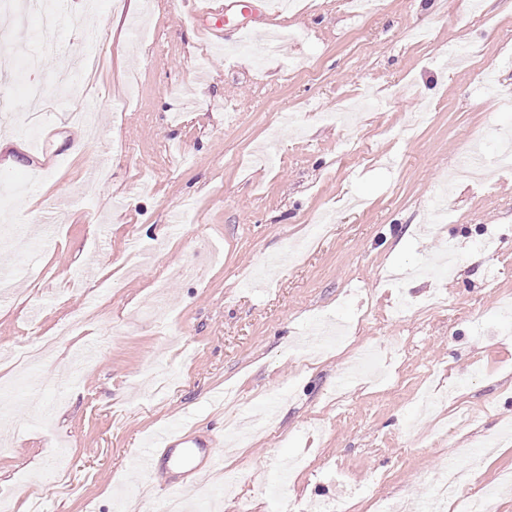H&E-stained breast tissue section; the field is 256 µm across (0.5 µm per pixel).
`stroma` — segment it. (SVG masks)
I'll return each instance as SVG.
<instances>
[{"mask_svg":"<svg viewBox=\"0 0 512 512\" xmlns=\"http://www.w3.org/2000/svg\"><path fill=\"white\" fill-rule=\"evenodd\" d=\"M478 2L475 18L469 0H385L358 19L347 0H298L268 19L158 0L134 34L129 0H97L92 44L60 12L38 79L72 55L101 63L51 93L32 141L0 79V227L33 239L0 256L17 282L0 340L99 313L51 367L0 359V492L18 512L30 488L36 512H118L151 431L212 436L247 415L249 445L222 448L199 512H273L263 477L302 512L344 491L352 512H425L459 448L512 424V172L452 177L512 131V0ZM366 91L380 108L334 119ZM75 97L97 109L82 141ZM448 248L452 279L390 280ZM367 352L386 383L339 384Z\"/></svg>","mask_w":512,"mask_h":512,"instance_id":"obj_1","label":"stroma"}]
</instances>
